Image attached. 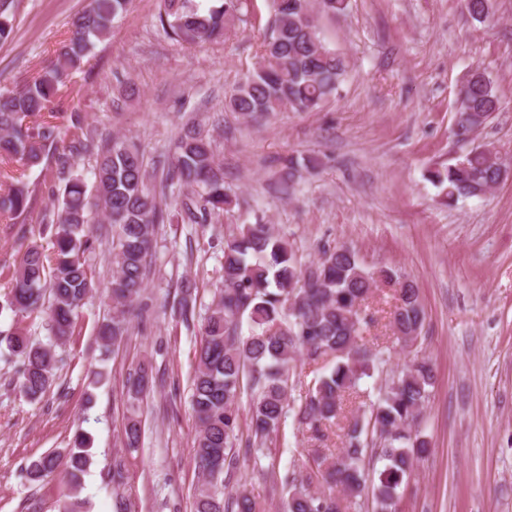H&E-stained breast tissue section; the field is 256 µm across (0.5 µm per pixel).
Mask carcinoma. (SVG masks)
<instances>
[{
	"mask_svg": "<svg viewBox=\"0 0 512 512\" xmlns=\"http://www.w3.org/2000/svg\"><path fill=\"white\" fill-rule=\"evenodd\" d=\"M130 0H89L71 24V34L55 61L19 91L0 92V157L23 168L56 158L64 182L48 226L54 257L46 264L42 247L33 243L23 253L6 303L0 312L33 315L45 320L56 343L74 332L80 310L95 288V270L86 253L92 249L89 224L103 215L112 225V320L102 324L98 338L104 350L130 333V315L148 311L146 280L152 264L155 231L160 224H205L233 203L224 189V166L215 158L211 136L200 124L188 122L175 138L172 153L160 161L161 178L149 183L144 156L120 137H102L97 145L92 183L72 171V161L87 149L82 140L59 147L60 127L43 118L70 76L80 68L97 42L128 11ZM293 9L275 5L270 31L259 45V62L225 96V107L245 118L285 108L313 112L337 92L348 69L346 58L327 46L315 22L310 0ZM468 14L484 22L493 15V0H462ZM248 0H221L201 10V0H159L157 22L172 41L197 47L224 36V30L247 7ZM459 122L467 132L487 125L500 108L490 77L473 69L462 88ZM500 156L477 147L454 163L430 171L448 202L482 197L500 183ZM185 189L171 209L168 191ZM23 178L0 193V219L13 221L28 207ZM222 251V287L201 327L191 406L197 430L193 463L199 474L193 512H260L246 485L234 480L242 460L259 461L276 453L288 414L299 428L321 441L336 427L339 446L307 449L310 470L328 486L310 489L311 481L285 475L281 481V512H351L364 497L375 512H397L402 483L431 450L419 418L435 374L432 364L416 355L379 392L375 401L361 390L391 359V348L371 331L379 314L388 315L396 340L408 348L421 338L426 312L414 280L384 266L367 268L359 254L345 246L324 245L318 256L301 264L292 246L258 219L239 224L209 247ZM196 283L181 282L172 316L188 326L193 320ZM247 319L248 335L241 333ZM11 355L21 363L20 393L38 402L53 382L54 351L22 330L3 333ZM317 367L307 390L293 395L297 361ZM152 367L139 364L129 373L125 391L127 416L124 447H139L141 405L155 382ZM251 391L247 440H242L238 400ZM359 401L355 409L347 402ZM383 463L369 475L366 463ZM91 462L87 439L78 438L65 451L47 452L25 468L30 482L44 481L64 469L77 489Z\"/></svg>",
	"mask_w": 512,
	"mask_h": 512,
	"instance_id": "cac0c4a2",
	"label": "carcinoma"
}]
</instances>
